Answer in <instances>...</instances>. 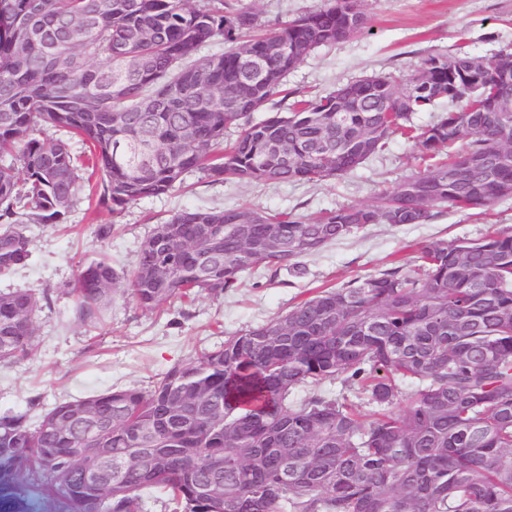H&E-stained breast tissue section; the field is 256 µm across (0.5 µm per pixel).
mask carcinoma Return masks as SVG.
Wrapping results in <instances>:
<instances>
[{
  "instance_id": "1",
  "label": "carcinoma",
  "mask_w": 512,
  "mask_h": 512,
  "mask_svg": "<svg viewBox=\"0 0 512 512\" xmlns=\"http://www.w3.org/2000/svg\"><path fill=\"white\" fill-rule=\"evenodd\" d=\"M0 274L28 264L25 215L64 218L79 173L99 204L122 213L200 173L213 182H320L383 152L395 134L426 162L367 205L316 218L241 208L183 210L140 243L126 295L153 311L175 299L221 296L254 269L296 266L371 224H425L450 204L483 210L512 198V52L429 55L399 80L377 74L254 122L283 78L312 51L367 26L364 0H325L280 28L228 0H0ZM217 39L221 54L198 58ZM261 54L259 85L239 54ZM495 75L500 105L473 108L472 78ZM84 105L77 107L74 101ZM448 101L426 126L413 115ZM392 106L394 111L383 112ZM238 129L224 145V131ZM54 136L40 137L45 130ZM83 138L73 154L66 138ZM345 144L330 151L327 142ZM24 179H19V174ZM259 225L255 258L232 230ZM179 224H221L220 251ZM158 237L163 249L151 247ZM209 254L201 275L196 256ZM396 266L327 288L283 316L172 365L148 390L87 396L106 425L112 489L88 508L66 481L74 451L90 460L82 425L45 427L0 411V505L6 512H142L156 490L168 512H216L202 486L224 485V512H512V226L425 245ZM120 276L108 258L77 270L76 314L101 321ZM37 293H0V363L32 355ZM342 379L373 405L303 386ZM411 387L405 392V387ZM215 454L224 471L210 469Z\"/></svg>"
}]
</instances>
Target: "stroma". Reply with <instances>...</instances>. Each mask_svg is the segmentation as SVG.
<instances>
[{"instance_id":"1","label":"stroma","mask_w":512,"mask_h":512,"mask_svg":"<svg viewBox=\"0 0 512 512\" xmlns=\"http://www.w3.org/2000/svg\"><path fill=\"white\" fill-rule=\"evenodd\" d=\"M241 3L275 27L320 7L322 0ZM365 9L366 30L313 51L289 73L286 90L311 98L374 73L412 74L432 53L484 57L512 48V0H365ZM421 167L414 146L395 136L387 151L352 174L318 183H213L196 175L187 186L139 200L116 216L81 188L62 223L28 225L29 263L0 275V292L33 290L44 297L31 359L0 365V408L28 412L36 421L60 401L112 388H148L171 365L282 316L315 291L395 265L413 266L420 248L431 242L476 238L493 226L512 225V198L469 213L447 205L425 224L370 225L304 256L300 269L243 273L238 288L217 298L171 301L145 312L119 297L97 327L75 317L72 288L79 262L103 255L118 271L132 273L141 241L177 212L224 207L312 218L371 203ZM101 224L111 225L110 237L97 236Z\"/></svg>"}]
</instances>
